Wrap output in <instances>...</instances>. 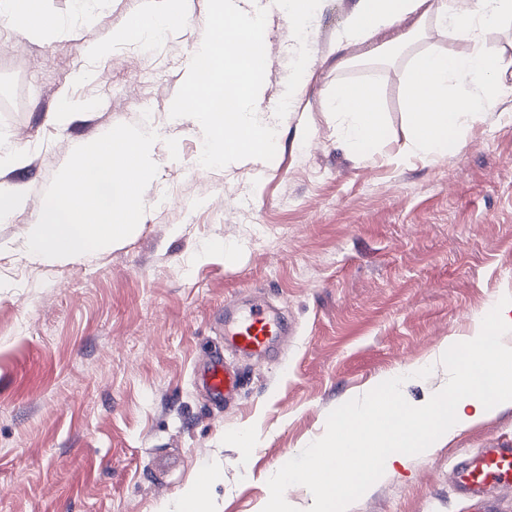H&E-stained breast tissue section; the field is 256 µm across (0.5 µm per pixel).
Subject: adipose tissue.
<instances>
[{
  "mask_svg": "<svg viewBox=\"0 0 512 512\" xmlns=\"http://www.w3.org/2000/svg\"><path fill=\"white\" fill-rule=\"evenodd\" d=\"M425 0H357L338 43L361 42L394 27L414 14ZM436 20L456 39L465 42L459 53L427 52L417 57L407 77L410 126L415 147L443 157L456 151L461 130L490 102L492 82L512 62L491 54L484 36L502 21L512 20V0H438ZM184 20L179 0H160L150 14L133 19L131 32L150 39L176 28ZM332 106L342 123L345 147L356 152L376 148L384 138L382 105L374 89L365 84H341Z\"/></svg>",
  "mask_w": 512,
  "mask_h": 512,
  "instance_id": "ef3b65f1",
  "label": "adipose tissue"
}]
</instances>
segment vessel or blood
Listing matches in <instances>:
<instances>
[{
  "instance_id": "vessel-or-blood-1",
  "label": "vessel or blood",
  "mask_w": 512,
  "mask_h": 512,
  "mask_svg": "<svg viewBox=\"0 0 512 512\" xmlns=\"http://www.w3.org/2000/svg\"><path fill=\"white\" fill-rule=\"evenodd\" d=\"M223 329L224 353L207 355L199 373L202 387L217 401L237 397L245 382L230 354L266 359L288 325L281 315L256 300L249 308L225 313ZM448 483L469 503L470 512H499V497L512 494V442L493 441L462 455L449 467Z\"/></svg>"
}]
</instances>
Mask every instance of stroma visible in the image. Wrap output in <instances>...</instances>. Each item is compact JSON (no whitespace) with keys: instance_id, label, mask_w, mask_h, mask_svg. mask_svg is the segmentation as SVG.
<instances>
[{"instance_id":"stroma-1","label":"stroma","mask_w":512,"mask_h":512,"mask_svg":"<svg viewBox=\"0 0 512 512\" xmlns=\"http://www.w3.org/2000/svg\"><path fill=\"white\" fill-rule=\"evenodd\" d=\"M51 29L0 17V186L29 198L0 220V512H174L186 486L219 472L208 512H262L268 479L321 437L328 413L416 363L419 401L446 383L435 354L512 295V68L494 103L436 159L410 148L406 72L415 55L462 42L427 19L421 39L383 60L377 40L338 44L357 0H322L308 76L274 159L200 167L194 119L171 103L199 49L207 0L152 47L117 40L158 0H33ZM257 111H274L295 40L274 0ZM106 45L104 55L88 54ZM85 81H76L78 72ZM341 83L376 87L385 137L347 150L329 101ZM77 101L66 126L54 116ZM158 135L139 226L93 256L47 264L20 246L71 151L143 111ZM24 149L25 162L9 156ZM233 252H226V245ZM264 296L292 327L273 360H242L238 401L214 402L197 364L223 351L225 306ZM250 429L252 445L233 437ZM512 440V409L395 466L348 512H468L448 467Z\"/></svg>"}]
</instances>
